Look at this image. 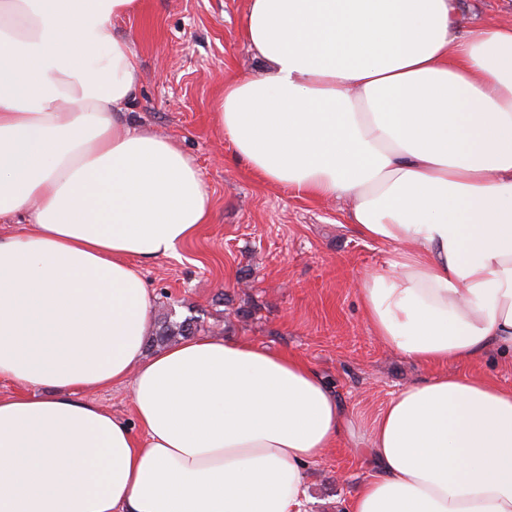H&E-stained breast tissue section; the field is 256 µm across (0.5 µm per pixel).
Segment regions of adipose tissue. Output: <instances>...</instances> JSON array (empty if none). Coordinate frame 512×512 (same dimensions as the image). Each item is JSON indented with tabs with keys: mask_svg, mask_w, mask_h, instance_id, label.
Masks as SVG:
<instances>
[{
	"mask_svg": "<svg viewBox=\"0 0 512 512\" xmlns=\"http://www.w3.org/2000/svg\"><path fill=\"white\" fill-rule=\"evenodd\" d=\"M137 0H0V512H304L352 435L316 369L235 338L146 355L140 270L211 218L200 169L124 118ZM454 0H246L257 74L216 123L236 161L347 199L388 248L373 335L438 375L374 419L344 512H512V387L447 368L512 355V25L457 36ZM131 388L137 427L93 393Z\"/></svg>",
	"mask_w": 512,
	"mask_h": 512,
	"instance_id": "adipose-tissue-1",
	"label": "adipose tissue"
}]
</instances>
